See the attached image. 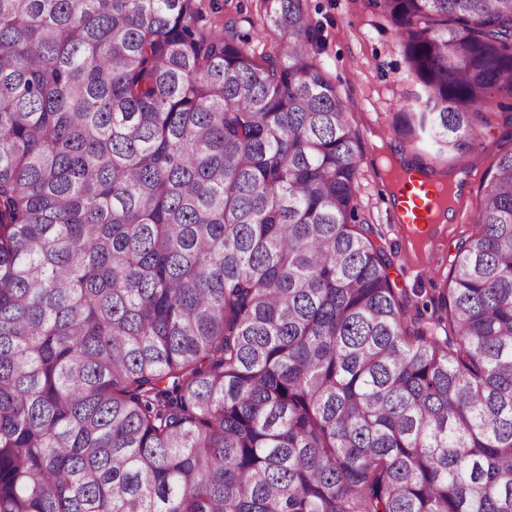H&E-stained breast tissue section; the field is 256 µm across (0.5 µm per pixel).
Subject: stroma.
<instances>
[{"label":"stroma","mask_w":512,"mask_h":512,"mask_svg":"<svg viewBox=\"0 0 512 512\" xmlns=\"http://www.w3.org/2000/svg\"><path fill=\"white\" fill-rule=\"evenodd\" d=\"M302 6L320 31L314 55L325 76L347 100L352 123L359 132L363 152L360 215L383 230L392 260L390 278L397 288L418 303L434 302L448 286L455 245L469 226L456 218L449 222L435 239L430 266L406 263L404 233L374 165L372 137H388L410 159L436 173L453 170L456 162L408 136L403 114L421 88L408 73L395 27L380 10L368 0H302ZM265 7L264 0H202L208 23L220 28L227 20H235L236 35L245 38L248 48L271 54L279 40L266 25ZM490 110V125L476 142L481 160L474 172L466 174L460 192V206L465 210L477 209L483 173L502 148L512 145V99L495 98Z\"/></svg>","instance_id":"1"}]
</instances>
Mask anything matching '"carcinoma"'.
Here are the masks:
<instances>
[{
  "label": "carcinoma",
  "mask_w": 512,
  "mask_h": 512,
  "mask_svg": "<svg viewBox=\"0 0 512 512\" xmlns=\"http://www.w3.org/2000/svg\"><path fill=\"white\" fill-rule=\"evenodd\" d=\"M369 4L471 170L512 0ZM267 22L0 0V512H512V148L424 320L318 29Z\"/></svg>",
  "instance_id": "cac0c4a2"
}]
</instances>
